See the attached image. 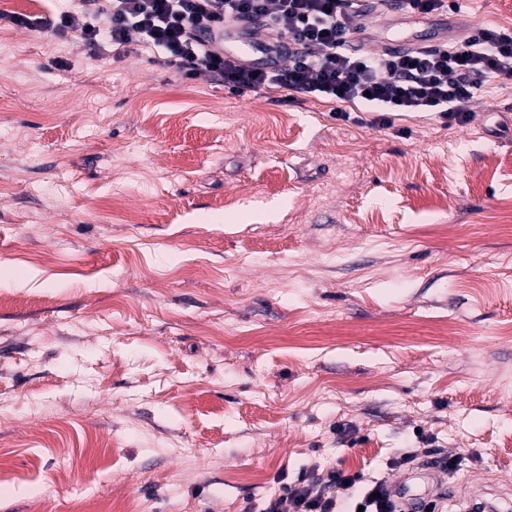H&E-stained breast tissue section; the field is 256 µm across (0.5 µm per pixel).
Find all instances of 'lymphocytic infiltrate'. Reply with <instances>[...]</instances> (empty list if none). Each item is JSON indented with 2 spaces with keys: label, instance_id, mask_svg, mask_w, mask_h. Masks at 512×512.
<instances>
[{
  "label": "lymphocytic infiltrate",
  "instance_id": "1",
  "mask_svg": "<svg viewBox=\"0 0 512 512\" xmlns=\"http://www.w3.org/2000/svg\"><path fill=\"white\" fill-rule=\"evenodd\" d=\"M264 18L260 42H288L278 67L244 62L239 54L202 42L206 30ZM357 12L347 0H79L75 11L40 16L0 11V21L77 37L94 54L130 53L132 43L152 45L191 80L207 76L229 93L277 86L341 103L368 102L377 123L391 112H435L464 121L460 103L488 82L512 81V29L484 28L464 39L400 52L363 55L347 51ZM249 512H401L386 480L364 482L359 473L311 466L294 483Z\"/></svg>",
  "mask_w": 512,
  "mask_h": 512
}]
</instances>
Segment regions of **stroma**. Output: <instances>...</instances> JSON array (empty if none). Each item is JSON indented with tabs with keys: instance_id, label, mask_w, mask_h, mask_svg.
Listing matches in <instances>:
<instances>
[{
	"instance_id": "stroma-1",
	"label": "stroma",
	"mask_w": 512,
	"mask_h": 512,
	"mask_svg": "<svg viewBox=\"0 0 512 512\" xmlns=\"http://www.w3.org/2000/svg\"><path fill=\"white\" fill-rule=\"evenodd\" d=\"M457 3L351 39L512 28ZM158 56L0 26V512H242L403 448L460 456L441 512L507 508L512 83L382 127Z\"/></svg>"
}]
</instances>
